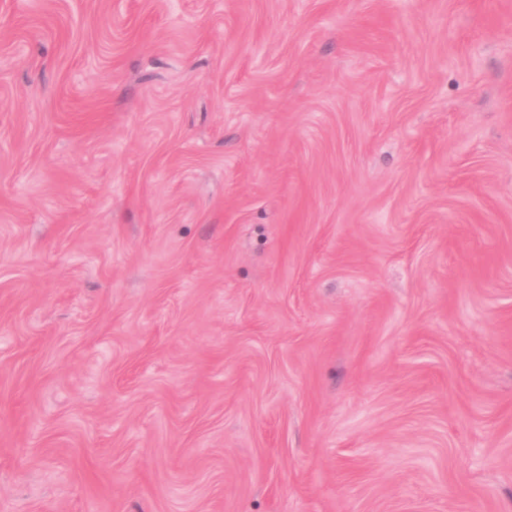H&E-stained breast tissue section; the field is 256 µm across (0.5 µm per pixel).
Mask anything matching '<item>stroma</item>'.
Wrapping results in <instances>:
<instances>
[{"label":"stroma","mask_w":512,"mask_h":512,"mask_svg":"<svg viewBox=\"0 0 512 512\" xmlns=\"http://www.w3.org/2000/svg\"><path fill=\"white\" fill-rule=\"evenodd\" d=\"M0 512H512V0H0Z\"/></svg>","instance_id":"35a3bbf8"}]
</instances>
